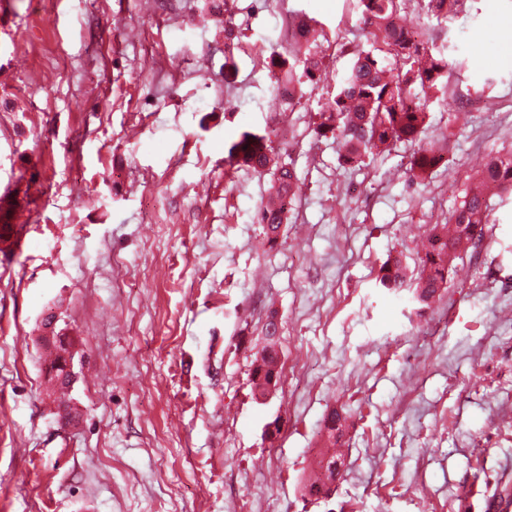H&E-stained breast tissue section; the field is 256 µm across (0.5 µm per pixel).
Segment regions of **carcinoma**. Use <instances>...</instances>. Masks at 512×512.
Here are the masks:
<instances>
[{
    "instance_id": "cac0c4a2",
    "label": "carcinoma",
    "mask_w": 512,
    "mask_h": 512,
    "mask_svg": "<svg viewBox=\"0 0 512 512\" xmlns=\"http://www.w3.org/2000/svg\"><path fill=\"white\" fill-rule=\"evenodd\" d=\"M406 2L354 0L371 49L351 53L337 91L321 106L320 122L314 127L317 137L336 140L343 166L389 152L399 143L420 140L429 118L428 100L413 93L414 87L435 98L447 93L455 63L410 36L400 23ZM461 5L462 0H427L426 7L432 15L446 18L457 14ZM299 21L302 35L288 31V49L273 50L266 57L274 86L288 87L294 93L302 91L304 84L316 86L317 73L326 62L314 19L301 17ZM229 162L271 174L268 197L258 206L257 216L267 242L275 245L294 200V168L281 160L266 138L249 132L232 145ZM447 163L443 149L419 145L410 156L411 182H424ZM505 192H512V155L490 158L477 169L459 206L428 237L417 272H409L400 256L391 255L379 270L378 285L388 291L409 288L415 302L429 305L446 287L455 259L481 241L485 225L491 223L492 199ZM265 336L266 345L252 363L251 376L253 387L269 393V386L279 384L273 380L279 360L275 335L267 330ZM345 424V413L332 410L324 420V427L336 430L329 439L342 435Z\"/></svg>"
}]
</instances>
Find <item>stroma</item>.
Wrapping results in <instances>:
<instances>
[{
	"mask_svg": "<svg viewBox=\"0 0 512 512\" xmlns=\"http://www.w3.org/2000/svg\"><path fill=\"white\" fill-rule=\"evenodd\" d=\"M281 12L370 47L352 0H0V198L24 218L0 243V512H485L512 492V195L425 311L376 283L512 152V0L442 21L406 6L463 63L429 104L448 165L422 186L411 146L345 169L315 137L345 56L301 100L274 89L262 54L285 42ZM246 132L298 179L274 247L256 218L269 176L228 161ZM272 312L281 380L259 401ZM52 313L77 380L51 397ZM323 455L341 474L314 499Z\"/></svg>",
	"mask_w": 512,
	"mask_h": 512,
	"instance_id": "1",
	"label": "stroma"
}]
</instances>
